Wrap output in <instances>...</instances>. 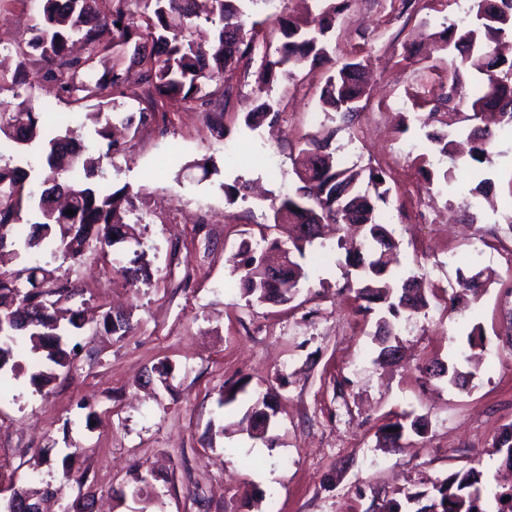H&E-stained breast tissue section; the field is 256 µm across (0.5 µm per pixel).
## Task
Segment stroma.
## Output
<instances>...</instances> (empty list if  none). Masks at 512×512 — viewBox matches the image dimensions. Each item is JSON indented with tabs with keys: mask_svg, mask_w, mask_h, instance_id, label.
I'll use <instances>...</instances> for the list:
<instances>
[{
	"mask_svg": "<svg viewBox=\"0 0 512 512\" xmlns=\"http://www.w3.org/2000/svg\"><path fill=\"white\" fill-rule=\"evenodd\" d=\"M474 0H355L330 35L336 63L358 61L368 77L364 108L351 126L322 112L324 69H293L259 86L255 72L237 71L224 112L225 137L213 134L206 114L185 100L145 99L130 78L118 102L122 112L148 110L150 123L129 134L124 152L105 159V183L126 189V214L139 224V245L154 271L139 297L112 272V257L88 250L72 264L45 249L19 253L80 291L70 301L87 325L73 338L75 363L37 392L29 346L14 358L18 379L0 387V508L20 486L58 487L45 512H61L78 496L65 473L85 475L99 512H140L141 502L114 492L135 465L159 469L154 488L161 512H372L374 499L430 490L434 481L468 468L488 489L512 485L493 448L512 422V131L499 134L488 169L490 197L475 193L467 166L432 152L419 122L420 101L443 91L429 66L445 69L447 52L430 35L449 24L467 25ZM36 0L0 7V63L15 65V47L33 24ZM280 101L275 125L250 130L246 112L265 99ZM30 105L55 112L97 151L106 140L87 124L88 102L58 99L50 84L33 89ZM332 131L337 161L382 169L390 189L382 213L398 242L397 271L413 273L428 289L429 305L401 321L398 357L378 361L376 312L346 286L354 270L345 249L309 248L308 281L285 305L248 302L233 255L258 233L268 201L247 195L227 203L224 187L239 181L273 194L293 186L299 142ZM426 155V165L416 158ZM207 158L208 178L180 179L186 162ZM434 178L426 180L423 168ZM451 171V182L442 174ZM492 280L468 304L448 297L459 274L479 270ZM130 310L135 325L123 338L106 333V311ZM480 326L484 351L477 375L460 390L426 379L431 358L464 363L467 335ZM169 361L168 385L151 376ZM276 414L268 441L253 439L246 412L257 395ZM422 419L423 433H406L399 449L380 443L384 425Z\"/></svg>",
	"mask_w": 512,
	"mask_h": 512,
	"instance_id": "obj_1",
	"label": "stroma"
}]
</instances>
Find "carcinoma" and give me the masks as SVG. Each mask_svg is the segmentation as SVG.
I'll return each instance as SVG.
<instances>
[{
  "instance_id": "1",
  "label": "carcinoma",
  "mask_w": 512,
  "mask_h": 512,
  "mask_svg": "<svg viewBox=\"0 0 512 512\" xmlns=\"http://www.w3.org/2000/svg\"><path fill=\"white\" fill-rule=\"evenodd\" d=\"M143 2V10H131L132 3ZM268 0H112L104 10L98 0H40L39 17L19 42L22 56L12 77L0 73V89L10 84L13 97L21 94L15 88L32 87V82H53L61 97L75 102L94 99L96 109L86 114L96 127V133L108 140L107 154L119 151L112 139V128L120 123L125 129L149 123L151 114L145 110L139 117L118 112L115 97L124 95L132 69H139L140 84L148 93L179 96L202 107L210 127L224 135V109L216 104L219 92L236 71L257 65V80L266 82L276 68L286 65L310 68L325 67L330 71L321 89L322 111L332 113L344 123L352 121L361 110L366 95L363 65L349 62L335 68L329 33L338 17L353 0H312L307 16L299 18L282 13L268 16L281 34L278 59L273 61L260 52L261 23L247 24L242 4ZM477 24L458 27L451 24L440 33L441 48H454L448 56L445 80L448 93L443 101L448 112L470 111L464 120L466 139L471 143L469 158L476 163L472 177L477 180L475 191L484 193L491 179L480 164L490 161L497 133L479 120L485 113L498 116L500 128L512 126V60L502 58L496 45L512 38V0H477ZM112 29V41L104 44L101 32ZM103 52L112 54L110 70L98 75L94 60ZM478 73L484 82L474 98L465 90L466 77ZM216 85L212 91L207 87ZM280 109L275 103L263 102L247 113L244 124L253 129L269 119L277 121ZM426 138L441 155L455 154L454 141L448 133L429 131ZM332 137L310 139L298 150L293 161L297 186L294 193L271 200V218L275 224L306 225L307 238L295 237L287 246L288 274L282 280L269 279L267 253L280 250V243L268 241L265 234L255 243L243 242L236 255L235 270L239 273L242 293L251 301L264 303L273 296L277 303L292 301L299 292L300 282L308 279L300 260L306 247L323 235L327 224H359L365 235L359 246L349 253L350 266L358 271L356 296L369 304L379 305L383 315L378 319L374 341L379 356L396 357L391 345L397 321L410 318L427 306L426 296L415 287V277H397L390 271L397 242L392 230L383 223L378 203H387L389 189L377 181L383 172L374 167L346 168L336 162ZM12 155L0 164V250L8 246L26 252L49 248L65 259H79L90 243L105 252L112 250L113 274L124 280L133 294L151 285L154 273L145 254L134 253L127 260L119 245L136 242L138 225L125 222L128 197L125 189L103 190L96 185L101 172L103 155L90 150L80 132L69 126L44 122L39 113L24 101L8 108L0 102V144ZM38 145V159L31 158L29 149ZM66 200L67 209L54 206L56 197ZM36 211L39 220L31 223V232L17 238L13 231L22 224L25 213ZM484 272L471 276L458 275L459 291L453 293L450 304L458 303L465 292L478 287ZM76 289L55 275V271L40 265L0 271V377L15 373L12 363V343L22 334L29 338L32 350L42 354L49 367L33 375L31 384L41 390L50 385L62 371L71 369L75 354L64 348V337L84 328L80 313L68 318L62 326L55 316V307L70 300ZM103 327L114 336L122 337L133 329L129 318L103 317ZM428 378H447L456 386H465L473 377L462 371L456 362L430 359L423 367ZM266 399H258L250 408L253 433L251 437L266 440L269 428L261 427L267 417ZM392 432L383 435L391 439L394 448L409 430L419 434L424 423L399 419L385 425ZM494 448L503 454L505 467L512 469V423L504 425L495 439ZM482 474L470 468L459 470L437 480L432 491L407 492L404 499H392L382 506V512H512V489L487 492ZM156 479L150 468L133 473L132 495L154 502L149 488ZM30 487L13 489L11 500L16 507L11 512H40L37 495ZM429 503L420 505L422 499Z\"/></svg>"
}]
</instances>
